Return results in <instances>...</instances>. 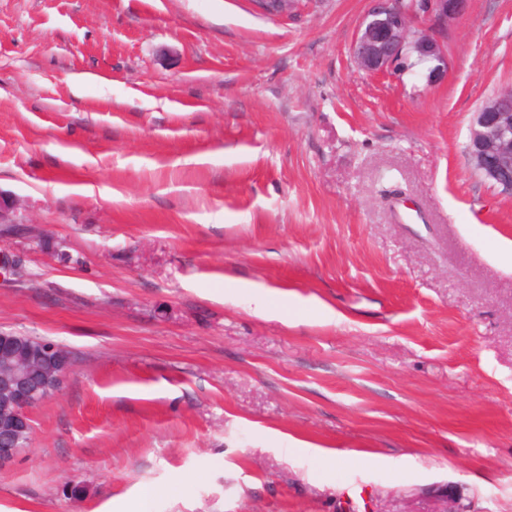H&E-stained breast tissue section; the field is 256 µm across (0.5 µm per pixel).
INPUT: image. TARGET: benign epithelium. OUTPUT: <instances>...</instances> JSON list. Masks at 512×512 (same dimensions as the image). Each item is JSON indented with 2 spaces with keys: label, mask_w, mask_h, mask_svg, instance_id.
<instances>
[{
  "label": "benign epithelium",
  "mask_w": 512,
  "mask_h": 512,
  "mask_svg": "<svg viewBox=\"0 0 512 512\" xmlns=\"http://www.w3.org/2000/svg\"><path fill=\"white\" fill-rule=\"evenodd\" d=\"M292 0H254L264 14L279 15ZM465 10V0H369L350 53L363 71L405 73V54L416 48L426 64L419 76L432 86L448 75V57L441 37L448 23ZM468 152L475 169L494 188L512 194V89L474 113ZM16 203L0 191V224H16ZM19 359L37 372H13L0 377V467L23 452L19 439L31 433L29 410L59 394L65 387L70 363L62 361L61 347L42 341L33 345L15 337L0 338V364Z\"/></svg>",
  "instance_id": "1"
}]
</instances>
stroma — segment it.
Masks as SVG:
<instances>
[{"mask_svg":"<svg viewBox=\"0 0 512 512\" xmlns=\"http://www.w3.org/2000/svg\"><path fill=\"white\" fill-rule=\"evenodd\" d=\"M367 6L0 0V332L71 354L0 512H512V0L433 86ZM512 89L474 112L468 152L475 169L494 188L512 194Z\"/></svg>","mask_w":512,"mask_h":512,"instance_id":"35a3bbf8","label":"stroma"}]
</instances>
